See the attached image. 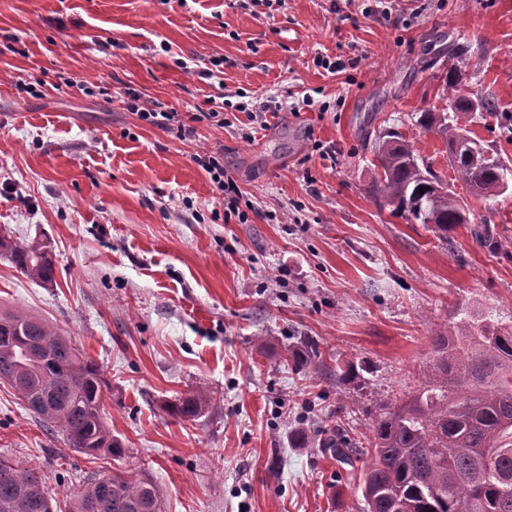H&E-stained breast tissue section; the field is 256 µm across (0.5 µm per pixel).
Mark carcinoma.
I'll return each instance as SVG.
<instances>
[{
    "mask_svg": "<svg viewBox=\"0 0 512 512\" xmlns=\"http://www.w3.org/2000/svg\"><path fill=\"white\" fill-rule=\"evenodd\" d=\"M445 91L451 113L436 120L423 112L420 125L448 149L456 178L475 197L501 195L508 167L492 153L481 165L468 159L478 147L469 132L475 118L456 71L448 69ZM373 193L409 224H426L448 240L469 212L455 193L418 164L414 147L384 139L375 151ZM0 254L24 275L55 282L45 245L0 235ZM321 358L317 346L291 353L305 372ZM0 382L18 394L43 423L62 428L67 446L94 456L125 455L102 412L109 384L98 363L77 340L35 315L0 309ZM210 397L199 391L167 406L182 420L199 416ZM361 476L366 512H512V325L462 305L448 325L430 337L422 384L386 404L370 426ZM336 458L353 465L356 441L341 428L329 439ZM67 512H164L161 489L143 472L91 474L66 493ZM0 512H55L42 475L0 456Z\"/></svg>",
    "mask_w": 512,
    "mask_h": 512,
    "instance_id": "carcinoma-1",
    "label": "carcinoma"
}]
</instances>
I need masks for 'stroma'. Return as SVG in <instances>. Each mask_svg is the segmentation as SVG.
I'll list each match as a JSON object with an SVG mask.
<instances>
[{
  "label": "stroma",
  "instance_id": "stroma-1",
  "mask_svg": "<svg viewBox=\"0 0 512 512\" xmlns=\"http://www.w3.org/2000/svg\"><path fill=\"white\" fill-rule=\"evenodd\" d=\"M452 66L494 97L502 119L471 136L512 168V0H286L271 17L226 0H0V231L55 262L44 286L0 258V306L84 346L127 450L72 452L0 384V455L59 500L87 474L142 468L165 512H363L326 425L363 439L417 389L456 302L512 321V189L468 195L417 123L447 112ZM63 78L89 94L58 93ZM219 93L234 123L194 122L186 140L128 108L137 94L187 116ZM262 101L259 125L246 110ZM387 133L464 197L471 222L450 241L373 196ZM202 150L223 151L261 217L224 222ZM483 222L496 249L471 236ZM307 340L324 364L302 376L289 353ZM199 390V417L167 413Z\"/></svg>",
  "mask_w": 512,
  "mask_h": 512
}]
</instances>
